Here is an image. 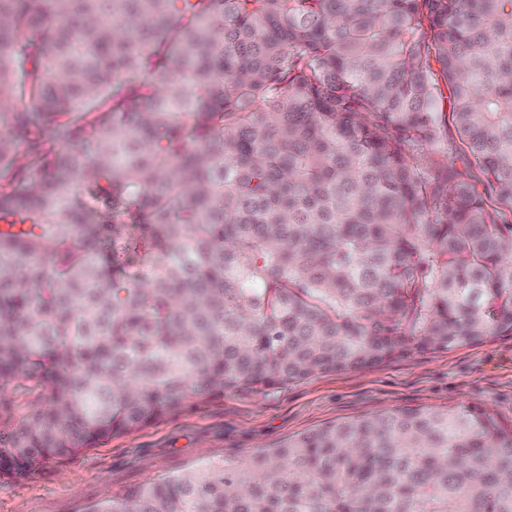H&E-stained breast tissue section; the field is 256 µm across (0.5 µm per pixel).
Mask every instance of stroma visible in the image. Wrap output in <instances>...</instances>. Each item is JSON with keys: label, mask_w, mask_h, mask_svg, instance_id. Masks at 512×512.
Listing matches in <instances>:
<instances>
[{"label": "stroma", "mask_w": 512, "mask_h": 512, "mask_svg": "<svg viewBox=\"0 0 512 512\" xmlns=\"http://www.w3.org/2000/svg\"><path fill=\"white\" fill-rule=\"evenodd\" d=\"M490 409L512 424V336L452 350H412L373 367L325 373L266 394L231 393L113 435L18 482L0 481V512H85L203 463L250 454L325 424L396 407Z\"/></svg>", "instance_id": "obj_1"}]
</instances>
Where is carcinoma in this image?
I'll return each instance as SVG.
<instances>
[{
  "label": "carcinoma",
  "instance_id": "obj_1",
  "mask_svg": "<svg viewBox=\"0 0 512 512\" xmlns=\"http://www.w3.org/2000/svg\"><path fill=\"white\" fill-rule=\"evenodd\" d=\"M502 336L512 0H0L1 480ZM88 512H512V427L392 408Z\"/></svg>",
  "mask_w": 512,
  "mask_h": 512
}]
</instances>
